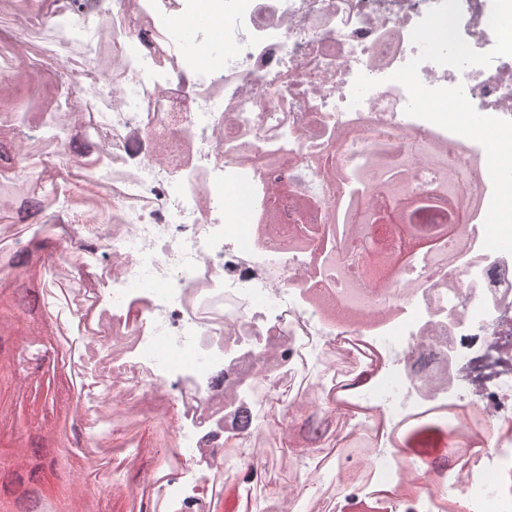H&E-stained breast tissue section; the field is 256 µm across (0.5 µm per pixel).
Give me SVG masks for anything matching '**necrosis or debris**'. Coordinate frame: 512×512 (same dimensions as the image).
Wrapping results in <instances>:
<instances>
[{"label":"necrosis or debris","instance_id":"obj_1","mask_svg":"<svg viewBox=\"0 0 512 512\" xmlns=\"http://www.w3.org/2000/svg\"><path fill=\"white\" fill-rule=\"evenodd\" d=\"M13 2L0 69L64 57L76 90L0 113V303L47 293L83 396L76 446L126 451L92 485L158 512H220L223 472L235 512H512V255L484 249L482 219L406 207L429 184L423 143L450 133L406 116L390 76L440 0H224L220 58L186 54L171 23L212 0ZM491 5L460 0L479 52ZM360 73L378 85L353 107ZM418 75L512 120V57ZM359 193L381 230L304 227ZM446 228L468 240L450 262L395 264L401 231ZM335 259L358 268L357 298L324 277ZM164 425L165 463L144 439ZM255 426L296 456V498L266 496Z\"/></svg>","mask_w":512,"mask_h":512}]
</instances>
